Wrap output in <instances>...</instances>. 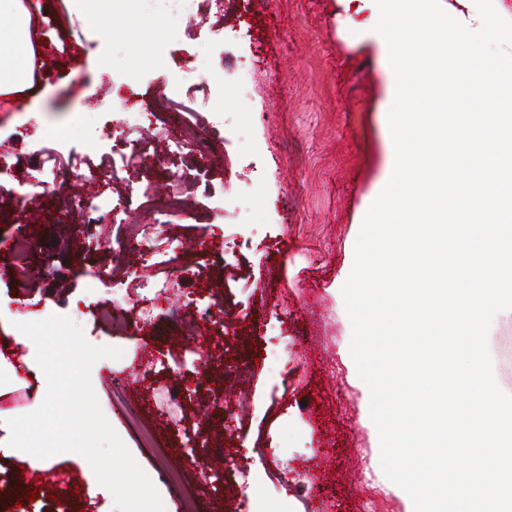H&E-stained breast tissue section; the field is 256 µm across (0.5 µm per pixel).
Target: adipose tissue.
Wrapping results in <instances>:
<instances>
[{
  "label": "adipose tissue",
  "mask_w": 512,
  "mask_h": 512,
  "mask_svg": "<svg viewBox=\"0 0 512 512\" xmlns=\"http://www.w3.org/2000/svg\"><path fill=\"white\" fill-rule=\"evenodd\" d=\"M30 20L22 0H0V93L22 91L32 81Z\"/></svg>",
  "instance_id": "obj_1"
}]
</instances>
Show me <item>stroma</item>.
<instances>
[{"label":"stroma","mask_w":512,"mask_h":512,"mask_svg":"<svg viewBox=\"0 0 512 512\" xmlns=\"http://www.w3.org/2000/svg\"><path fill=\"white\" fill-rule=\"evenodd\" d=\"M32 20L34 95L0 106V130L14 148L8 161L19 177L33 173L36 150L65 130L71 153L58 193L20 206L0 189V304L27 306L42 317L60 314L80 325L94 345L120 348L91 369L101 410L137 463L152 477L165 512H182L179 494L157 477L181 470L197 492V512L216 501L201 478L219 457L249 464L247 481L230 480L231 512H254L263 497L272 512H406L385 489L379 440L367 423L369 395L341 352L352 325L337 290L354 263L364 211L390 173L389 89L375 35L349 30L336 0H206L189 14L173 0H143L139 19L114 10L110 22L85 23L72 0H26ZM162 19L161 40L114 37L117 29ZM235 72L242 86L215 91L196 85L198 102L219 115L217 149L206 190L187 195L166 237L204 240L223 252L211 280L223 282L233 335L212 331L206 348L187 338L172 307L203 304L207 281L189 280L168 300L151 303L148 323L116 331L96 310L112 292L86 286L93 266H124L130 253L76 246L59 220L71 171L104 161L107 145L83 124L106 128L116 152L127 148V111L157 89L159 75L196 84L199 72ZM158 131L140 137L151 161L129 183L104 187L113 198L129 185L172 191L168 170L191 168L193 154L156 161ZM29 223V265L18 268L7 245L15 225ZM297 341V356L282 358L280 340ZM147 349L168 363L148 372L137 356ZM248 367L225 392V365ZM286 466L291 482L280 479ZM35 490L19 500V485ZM116 512L76 453L59 454L43 477L22 457L0 455V512Z\"/></svg>","instance_id":"stroma-1"}]
</instances>
